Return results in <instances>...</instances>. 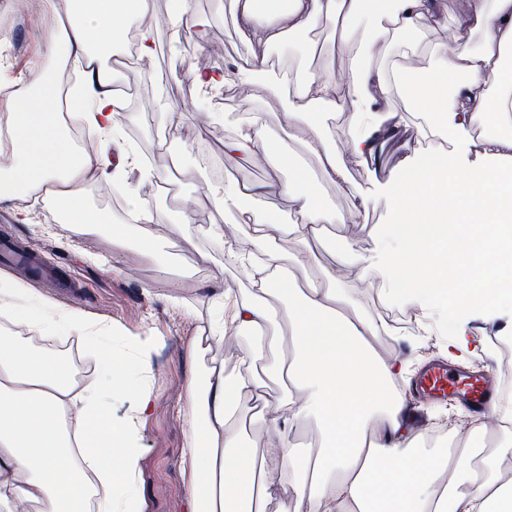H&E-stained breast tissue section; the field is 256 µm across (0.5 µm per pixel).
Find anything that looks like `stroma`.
Returning a JSON list of instances; mask_svg holds the SVG:
<instances>
[{
	"mask_svg": "<svg viewBox=\"0 0 512 512\" xmlns=\"http://www.w3.org/2000/svg\"><path fill=\"white\" fill-rule=\"evenodd\" d=\"M8 2L19 5L20 21L11 35L6 58L0 59V85L22 87L37 72L58 77L66 71L81 75L79 65L45 51L44 30L57 25L56 16L42 9L36 0ZM224 2L187 0L191 14L208 27L205 43H198L194 28L176 34L162 25L155 31L156 54L151 64L127 67L130 53L120 48L102 58L108 68L114 69L118 83L126 85L134 79L143 83L121 119L118 136L103 143L111 150L113 160H120L128 150L137 154L141 149L156 150L166 143L183 156L182 165L166 171L157 182L137 165L128 168L122 183H112L105 176L82 188L84 202L106 221L129 222L128 200L134 195L147 200L158 215V223L138 226L129 251L119 261H112L106 235L87 236L63 224L52 199H38L30 208L26 224L18 221L14 208L0 207V239H11L42 266H62L68 286L60 288L59 279L53 277L35 280L29 270L16 265L0 264V276L81 312L88 322L111 323L108 346L119 362H126L131 355L128 339L146 340L151 349L150 370L132 374L133 380L145 381L153 397L151 413L139 431L142 457L137 489L141 512H189L185 495L188 472L182 458L191 431L187 393L195 364L189 353L200 326L211 315L207 289H224L240 301L252 299L256 293L246 269L226 258L232 249L251 250V229L240 223L237 214L213 209L204 185L236 181L259 184L267 180L269 169L264 161L241 165L237 156L225 153L224 138L246 126L251 113L268 111L272 99L261 79L210 95L203 93L191 76L195 69L220 71L243 61V40L232 16L224 10ZM443 4L441 25L419 33L398 34L395 45L387 51L385 65L407 71L429 66L430 46L443 39L446 29L455 25L462 12V0H443ZM324 49L333 50L336 84L344 86L349 55L337 48L333 29H317L305 39L282 43L272 49L271 55L287 60L290 69L305 76L315 70ZM174 104L182 108L176 118L169 112ZM396 108L401 115L399 135L387 145L378 164L350 167L358 191L375 201L368 208L320 179L315 166H304L301 143L284 139L276 120H269L271 139L284 141L288 152L281 180H292L296 168H303L304 187L316 189L325 205L345 218L344 223L325 225L321 241L310 247L279 240L296 281L316 274L351 246L361 254L381 259L398 250V243L391 237L390 215L378 200L395 191L390 173L404 159H411L418 168L433 156L453 155L463 162L473 161V154L458 149L451 140L421 141L415 117L405 102H397ZM211 224L222 225V239L208 235ZM203 252L210 257L205 264L199 261ZM162 254L185 272L183 288H169L157 261ZM342 282L345 295L366 318L391 324V333L378 337L374 349L377 355L406 365L405 378L395 381L394 388L407 396L412 426L415 432L426 433L423 445L431 447V434L448 420L458 419L462 404L451 398L433 400L417 391L415 379L421 368L432 360L447 361L456 321L468 320L470 343L492 347L506 339L503 327L512 311L503 310L501 319L491 323L470 308L443 311L406 301L394 294L392 283L383 274L363 282L354 270L346 269ZM25 333L31 336L35 350L49 349L78 386L86 387L97 380L98 356L79 332H59L49 344L35 338L34 328H26Z\"/></svg>",
	"mask_w": 512,
	"mask_h": 512,
	"instance_id": "1",
	"label": "stroma"
}]
</instances>
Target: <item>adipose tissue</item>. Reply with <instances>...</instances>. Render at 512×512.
Masks as SVG:
<instances>
[{"label": "adipose tissue", "mask_w": 512, "mask_h": 512, "mask_svg": "<svg viewBox=\"0 0 512 512\" xmlns=\"http://www.w3.org/2000/svg\"><path fill=\"white\" fill-rule=\"evenodd\" d=\"M59 17L63 38L48 53L65 48L83 59L86 78L77 101L82 118L101 136L117 131L123 103L113 90L111 69L100 54L136 34L140 61L154 58L153 0H64ZM465 13L435 44L430 67L407 74L377 59L398 32H419L436 20L437 0H230L237 24L245 29V62L234 71H194L203 89L246 85L267 78L270 93L284 105L282 124L289 137L305 132L304 146L322 177L345 195H355L349 163L377 158L384 134L395 132L401 116L393 103L400 95L419 119L422 139L448 136L465 151L499 158L496 166L443 159L423 171L394 174L397 190L384 204L403 242L387 275L403 282L417 302L438 308L478 309L492 322L498 302L512 298V133L481 143L470 130L476 120L512 130V0H465ZM336 30L339 43L352 47L349 80L337 89L334 57L323 54L315 73L294 90L271 76L267 47L304 36L318 24ZM482 27L479 49L463 38ZM61 93L54 80L34 77L28 90L10 97L0 114V204L46 195L64 210L65 223L94 234L103 217L87 207L80 188L105 173L106 155L80 149L61 120ZM346 110L350 161L336 155L323 132L305 131L316 109ZM263 116L225 142L227 150L263 158L271 172L267 187L228 183L209 185L213 207L225 211L241 199L271 188L294 202L296 218L283 224L266 210H242L251 228L258 262L247 269L257 288L249 302L225 305L224 291H210L216 318L208 343L243 329L256 335L241 350V369L227 376L223 362L203 371L188 391L195 433L182 450L189 477L191 512H264L265 503L287 488L282 512H512V484L497 476L499 458L512 454V412L491 408L486 419L471 418L457 431L459 448L419 451L422 435L411 426L405 400L393 389L405 373L397 360L379 357L373 347L386 324L366 318L342 294L332 267L295 288L285 325L267 333L268 300L284 281L285 256L272 247L286 236L299 245L318 239L320 227L336 223L313 192L280 181L287 159L274 151ZM18 327L41 326L45 334L83 333L95 346L111 326L91 328L74 310L31 295L19 283L0 280V310ZM278 358L264 376L252 371L266 351ZM100 378L84 388L74 384L55 357L32 349L19 336H0V512H86L96 493L97 512H139L134 486L141 450L139 428L152 408L141 388L131 411L104 434L88 431L90 420L107 411L124 392L128 376L111 353L99 361ZM287 379L289 389L269 402L275 444L244 445L236 426L233 397L264 399L267 378ZM305 393L296 400L294 390ZM314 416L320 430L315 451L299 449L291 437L298 421ZM494 420L501 441L491 455L475 459L472 437ZM293 479H285V472Z\"/></svg>", "instance_id": "adipose-tissue-1"}]
</instances>
